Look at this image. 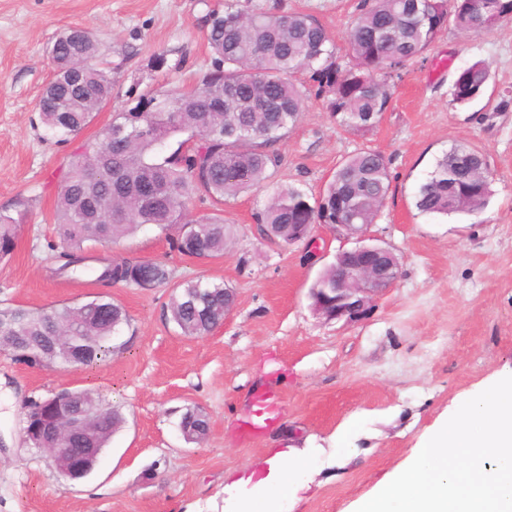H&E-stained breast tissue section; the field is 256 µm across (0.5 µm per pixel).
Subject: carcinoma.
Returning <instances> with one entry per match:
<instances>
[{
    "mask_svg": "<svg viewBox=\"0 0 512 512\" xmlns=\"http://www.w3.org/2000/svg\"><path fill=\"white\" fill-rule=\"evenodd\" d=\"M505 21H512V0H361L347 32V61L341 63L312 15L224 0V9L209 14L206 40L213 60L200 83L182 93L141 95L134 107L113 113L98 142L71 161L55 212L61 246L55 274L84 264L89 245L118 241L145 225L175 231L174 248L183 256L224 254L231 231L223 216L188 220L187 205L198 194L222 204L266 184L279 163L274 146L288 137L306 100L325 99L339 125L363 137L387 109L394 79L448 26L478 35ZM97 56L84 28H68L53 42L57 77L38 102L40 121L53 136L78 134L111 99L110 71ZM80 63L86 65L80 83L60 80ZM489 78L483 61L462 68L451 102L464 106L481 98ZM136 128L147 134L127 139ZM184 134L166 152L168 141ZM196 136L201 143L189 145ZM389 190L385 157L362 148L336 167L314 203L299 189L277 188L257 212V224L268 238L285 243L293 224H334L338 217L346 224H374ZM491 194L484 154L455 144L419 186L415 207L429 216L476 214ZM16 224L0 214V259L14 249ZM170 276L162 262L122 259L104 266L98 281L156 287L168 284ZM224 288L222 281L194 278L173 289L169 311L182 335L207 336L223 321ZM129 324L124 308L106 295L50 310L0 308V346L39 366H59L63 357L51 340L62 330L75 365L89 367L126 347L117 335ZM78 401L91 415L94 446L108 447L125 424L119 407L89 389L80 391ZM180 426L197 438L207 432L208 418L188 410Z\"/></svg>",
    "mask_w": 512,
    "mask_h": 512,
    "instance_id": "carcinoma-1",
    "label": "carcinoma"
}]
</instances>
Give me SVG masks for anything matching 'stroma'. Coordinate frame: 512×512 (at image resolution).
I'll return each instance as SVG.
<instances>
[{"instance_id":"35a3bbf8","label":"stroma","mask_w":512,"mask_h":512,"mask_svg":"<svg viewBox=\"0 0 512 512\" xmlns=\"http://www.w3.org/2000/svg\"><path fill=\"white\" fill-rule=\"evenodd\" d=\"M302 11L326 27L339 54L359 0H253ZM224 0H0V212L18 221L15 248L0 259V306L47 309L104 293L130 319L127 348L91 369L27 367L0 355V512H224V489L263 472L279 454L311 455L314 468L289 512H353L402 464L424 433L462 396L512 368V22L477 36L448 29L409 63L387 112L367 136L336 123L310 98L278 142L270 186L222 208L231 229L223 255H181L170 236L146 226L91 254L156 260L172 272L158 288L103 286L82 273L52 276L57 194L70 160L94 143L115 111L148 90H189L210 68L206 17ZM71 26L88 29L112 72V98L77 136L46 132L37 111L52 74L49 47ZM164 53L157 69L153 57ZM484 61L483 98L460 107L449 88L458 69ZM455 144L481 150L492 175L483 213L425 216L414 195L437 158ZM370 147L388 161L390 193L366 236L399 259L392 288L363 321L316 315L309 288L344 240L326 227L313 243L266 239L256 222L271 185L318 198L336 166ZM203 277L234 288L237 303L203 337L181 335L170 319L174 284ZM257 387L281 399L279 422L244 444L234 423ZM72 388L120 405L122 430L93 473L58 475L22 437V406ZM198 409L207 436L187 442L181 415Z\"/></svg>"}]
</instances>
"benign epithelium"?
<instances>
[{
	"label": "benign epithelium",
	"mask_w": 512,
	"mask_h": 512,
	"mask_svg": "<svg viewBox=\"0 0 512 512\" xmlns=\"http://www.w3.org/2000/svg\"><path fill=\"white\" fill-rule=\"evenodd\" d=\"M330 228L338 236L356 239V245L336 254L338 260L344 255L352 257L336 284L328 290L312 289L314 311L327 321L355 323L365 319L375 298L394 285L399 261L389 248L364 243L365 230L361 224H332ZM68 395L66 391L36 402L32 407L36 425L24 442L48 453L62 477L78 481L96 465L100 449L90 446L92 427L85 412L72 409L61 416L56 413L57 406Z\"/></svg>",
	"instance_id": "1"
}]
</instances>
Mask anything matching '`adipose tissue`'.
Wrapping results in <instances>:
<instances>
[{
  "instance_id": "adipose-tissue-1",
  "label": "adipose tissue",
  "mask_w": 512,
  "mask_h": 512,
  "mask_svg": "<svg viewBox=\"0 0 512 512\" xmlns=\"http://www.w3.org/2000/svg\"><path fill=\"white\" fill-rule=\"evenodd\" d=\"M267 465V473L254 483L252 495L234 501L233 512H286L288 499L299 489L312 460L300 456L289 461L276 456L268 459Z\"/></svg>"
}]
</instances>
